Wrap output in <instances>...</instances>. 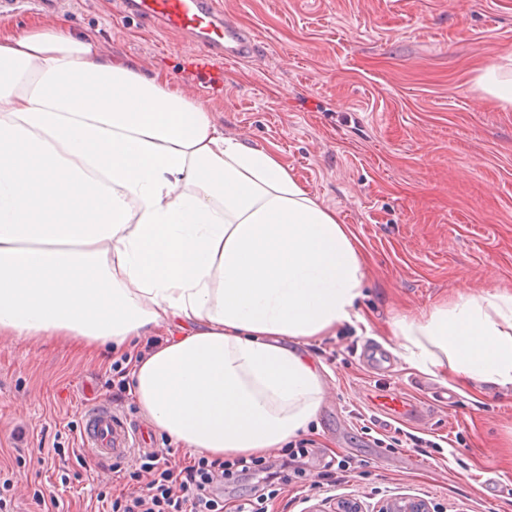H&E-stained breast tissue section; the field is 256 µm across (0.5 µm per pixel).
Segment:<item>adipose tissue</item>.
Returning a JSON list of instances; mask_svg holds the SVG:
<instances>
[{
	"mask_svg": "<svg viewBox=\"0 0 512 512\" xmlns=\"http://www.w3.org/2000/svg\"><path fill=\"white\" fill-rule=\"evenodd\" d=\"M365 278L335 211L163 72L56 24L0 34V338L127 350L174 452L263 455L315 419L305 346L364 321ZM390 333L412 370L512 390V292L461 287Z\"/></svg>",
	"mask_w": 512,
	"mask_h": 512,
	"instance_id": "ef3b65f1",
	"label": "adipose tissue"
}]
</instances>
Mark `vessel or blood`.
Instances as JSON below:
<instances>
[{
	"instance_id": "obj_1",
	"label": "vessel or blood",
	"mask_w": 512,
	"mask_h": 512,
	"mask_svg": "<svg viewBox=\"0 0 512 512\" xmlns=\"http://www.w3.org/2000/svg\"><path fill=\"white\" fill-rule=\"evenodd\" d=\"M129 13L156 20L168 31L190 36L197 46L184 60L186 70L203 72L223 80L226 64L251 58L254 44L250 35L225 24L220 0H123ZM386 418L415 417L418 409L403 397L380 402ZM82 441L94 459L112 465L128 459L135 449L146 447L142 429L128 425L111 406L96 403L82 415Z\"/></svg>"
}]
</instances>
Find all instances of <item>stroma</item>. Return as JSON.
I'll return each mask as SVG.
<instances>
[{
    "instance_id": "stroma-1",
    "label": "stroma",
    "mask_w": 512,
    "mask_h": 512,
    "mask_svg": "<svg viewBox=\"0 0 512 512\" xmlns=\"http://www.w3.org/2000/svg\"><path fill=\"white\" fill-rule=\"evenodd\" d=\"M227 23L257 40L224 69V87L194 90L227 135L279 152L311 195L361 243L366 323L310 340L325 397L301 441L299 478L271 512H325L354 499L426 500L432 512H512V391L457 385L452 404L413 422L385 420L376 396L428 403L444 389L392 356L374 374L363 347L389 342L396 316L417 317L467 283L512 290V106L476 77L512 59V0H223ZM36 21L94 33L105 50L178 79L189 43L121 0L30 4L0 27ZM115 354L99 357L50 338L0 340V466L13 469L17 512L39 487L63 512H90L100 468L49 464L42 450L81 445L87 404L146 419L112 384ZM427 440L382 446L394 429ZM70 481L61 484V473Z\"/></svg>"
}]
</instances>
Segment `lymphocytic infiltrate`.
Masks as SVG:
<instances>
[{
  "instance_id": "f902f5d3",
  "label": "lymphocytic infiltrate",
  "mask_w": 512,
  "mask_h": 512,
  "mask_svg": "<svg viewBox=\"0 0 512 512\" xmlns=\"http://www.w3.org/2000/svg\"><path fill=\"white\" fill-rule=\"evenodd\" d=\"M267 469L259 457L229 461L205 456L176 469L157 453L143 452L124 471L132 489L116 495L101 489L96 500L102 512H224L216 487L234 481L240 473Z\"/></svg>"
}]
</instances>
